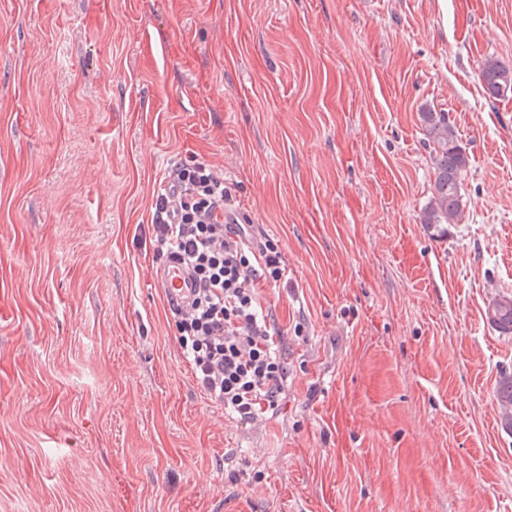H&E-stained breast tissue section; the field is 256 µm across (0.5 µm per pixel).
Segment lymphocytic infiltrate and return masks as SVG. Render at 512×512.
I'll return each mask as SVG.
<instances>
[{"label": "lymphocytic infiltrate", "instance_id": "lymphocytic-infiltrate-1", "mask_svg": "<svg viewBox=\"0 0 512 512\" xmlns=\"http://www.w3.org/2000/svg\"><path fill=\"white\" fill-rule=\"evenodd\" d=\"M165 181L152 205L155 251L186 265L196 282L193 299L172 309L179 345L200 390L250 425L278 407L288 377L285 331L258 289L281 283V251L252 239L249 217L210 164H175Z\"/></svg>", "mask_w": 512, "mask_h": 512}]
</instances>
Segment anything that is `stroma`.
<instances>
[{
	"mask_svg": "<svg viewBox=\"0 0 512 512\" xmlns=\"http://www.w3.org/2000/svg\"><path fill=\"white\" fill-rule=\"evenodd\" d=\"M512 0H0V512H512ZM469 156L420 222L419 114ZM208 162L288 282L273 415L197 387L145 236ZM477 78L489 99L500 100L512 95V65L489 57L479 66ZM421 122L431 148L434 173L431 196L422 211L421 222L429 230L442 232L444 225L457 224L462 217L461 192L468 156L448 112H421ZM486 318L496 331L503 336L512 335V295L495 297L486 308ZM495 399L500 409L501 427L512 433V373L502 372L495 390Z\"/></svg>",
	"mask_w": 512,
	"mask_h": 512,
	"instance_id": "stroma-1",
	"label": "stroma"
}]
</instances>
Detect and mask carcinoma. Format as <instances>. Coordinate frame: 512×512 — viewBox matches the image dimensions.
I'll use <instances>...</instances> for the list:
<instances>
[{
    "label": "carcinoma",
    "mask_w": 512,
    "mask_h": 512,
    "mask_svg": "<svg viewBox=\"0 0 512 512\" xmlns=\"http://www.w3.org/2000/svg\"><path fill=\"white\" fill-rule=\"evenodd\" d=\"M477 78L486 97L494 100L512 95V65L489 57L479 66ZM426 141L431 148L434 173L431 196L425 205L421 222L427 229L442 232L447 224H456L463 214L462 190L468 156L458 140L456 128L449 113L428 111L421 113ZM486 318L503 336L512 335V295L495 297L486 308ZM500 409L501 427L512 433V373H501L495 390Z\"/></svg>",
    "instance_id": "cac0c4a2"
}]
</instances>
